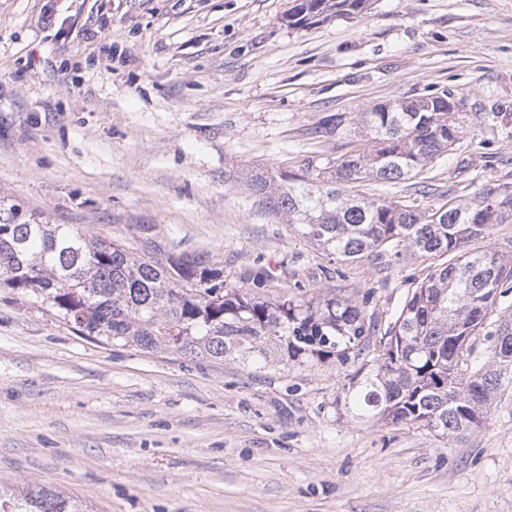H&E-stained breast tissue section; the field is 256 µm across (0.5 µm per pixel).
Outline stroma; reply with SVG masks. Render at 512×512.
Segmentation results:
<instances>
[{"label":"stroma","mask_w":512,"mask_h":512,"mask_svg":"<svg viewBox=\"0 0 512 512\" xmlns=\"http://www.w3.org/2000/svg\"><path fill=\"white\" fill-rule=\"evenodd\" d=\"M291 0H0V216L74 224L224 285L354 301L378 331L426 275L411 252L331 262L247 186L349 155L373 105L451 93L471 127L410 182L418 208L512 184V0H372L288 26ZM377 341L312 367L103 345L0 288V492L93 512H512V386L464 439L354 418Z\"/></svg>","instance_id":"35a3bbf8"}]
</instances>
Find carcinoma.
I'll return each mask as SVG.
<instances>
[{
	"mask_svg": "<svg viewBox=\"0 0 512 512\" xmlns=\"http://www.w3.org/2000/svg\"><path fill=\"white\" fill-rule=\"evenodd\" d=\"M371 0H293L288 24L306 27L360 14ZM367 143L336 164L296 174L258 169L247 181L266 207L300 227L330 260L373 254L440 258L380 337L373 367L345 387L359 419H389L463 439L486 420L492 395L512 384V315L488 323L512 290V259L471 252L469 242L512 224V186L486 183L466 200L420 210L347 190L396 185L458 149L463 117L446 93L374 105ZM0 288L22 291L55 318L102 344L231 360L260 369L275 359L313 366L359 355L371 337L362 310L327 291L264 298L224 287L222 271L195 256L144 258L72 224H43L11 209L0 219ZM493 340L488 361L464 373L474 336ZM0 512H89L52 490L0 494Z\"/></svg>",
	"mask_w": 512,
	"mask_h": 512,
	"instance_id": "obj_1",
	"label": "carcinoma"
}]
</instances>
